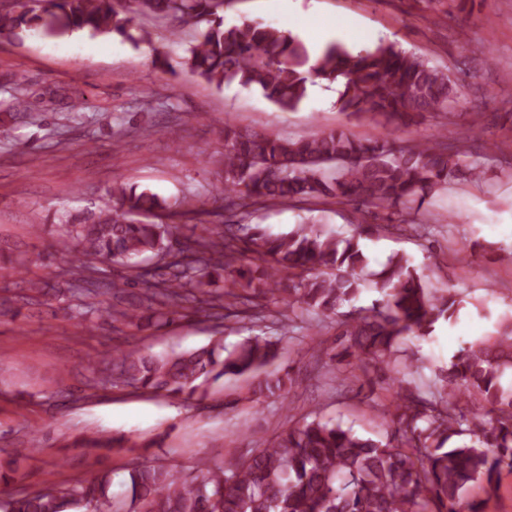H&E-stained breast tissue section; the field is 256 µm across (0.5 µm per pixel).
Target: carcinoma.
Listing matches in <instances>:
<instances>
[{
    "label": "carcinoma",
    "instance_id": "cac0c4a2",
    "mask_svg": "<svg viewBox=\"0 0 512 512\" xmlns=\"http://www.w3.org/2000/svg\"><path fill=\"white\" fill-rule=\"evenodd\" d=\"M231 0H13L0 7V34L24 32L63 37L76 31L116 34L135 46L150 42L138 18L151 14L179 28L206 24L178 65L218 87L259 89L282 112L296 109L314 77L339 85L336 105L349 116L393 132L428 114L448 116L462 79L393 43L354 52L328 44L312 59L292 34L243 21L224 25ZM462 141L437 138L414 143L359 140L343 131L281 139L235 125L224 126V162L214 198L229 219L213 224L209 210H176L164 198L123 182L112 185V208L90 224H65L62 236L71 264L69 298L79 301L83 322L91 321L107 296L114 322L139 330L161 328L202 311L218 324L253 323L269 317L280 292L289 310L336 315L344 304L371 290V305L354 308L337 322L329 360L373 369L387 376L399 359L411 363L405 341L426 337L451 319L463 299L451 288L437 291L417 274L409 257L395 254L368 272L363 240L403 229L401 224H359L341 237L317 224H299L272 234L242 224L236 216L260 203L296 204L334 198L380 211L420 208L447 190L465 163ZM163 261L160 272L142 273L144 257ZM123 270L103 280L107 267ZM230 287L219 292L220 281ZM137 296H128L131 286ZM277 344L259 336L231 350L223 337L196 349L148 354L115 349L110 359L88 360V383L132 387L186 399L206 396L226 376H251L252 397L289 396L294 379L271 370ZM512 317L499 336L476 340L452 357L434 388L411 390L397 381L394 410L382 413L392 432L364 437L339 422L314 417L291 425L264 448L246 456L229 454L213 466L201 459L192 472L175 465L140 463L129 472L127 495L114 499L112 476L47 485L0 500V512H484L470 496L498 489L502 471L512 472ZM88 453L126 447L121 437L87 438ZM40 447L7 453L0 479L17 473Z\"/></svg>",
    "mask_w": 512,
    "mask_h": 512
}]
</instances>
